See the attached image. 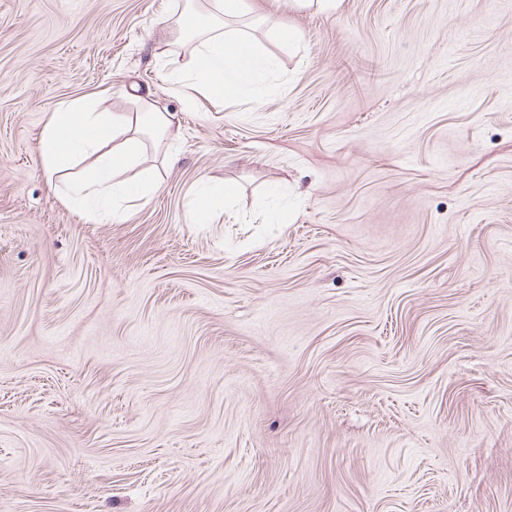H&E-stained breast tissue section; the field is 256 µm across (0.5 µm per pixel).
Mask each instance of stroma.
Wrapping results in <instances>:
<instances>
[{
	"mask_svg": "<svg viewBox=\"0 0 512 512\" xmlns=\"http://www.w3.org/2000/svg\"><path fill=\"white\" fill-rule=\"evenodd\" d=\"M187 5L0 0V512H512V0H281L194 110ZM146 94L156 193L54 196L51 113ZM201 197L194 210L189 215L192 224L208 223V217L212 209L220 202V192L216 186L208 181L202 182L200 186Z\"/></svg>",
	"mask_w": 512,
	"mask_h": 512,
	"instance_id": "obj_1",
	"label": "stroma"
}]
</instances>
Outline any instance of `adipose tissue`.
I'll use <instances>...</instances> for the list:
<instances>
[{
	"label": "adipose tissue",
	"instance_id": "1",
	"mask_svg": "<svg viewBox=\"0 0 512 512\" xmlns=\"http://www.w3.org/2000/svg\"><path fill=\"white\" fill-rule=\"evenodd\" d=\"M268 20L270 11L256 0H204L201 13L166 21L167 37L181 38L196 25L198 45L189 64L174 79L186 107L239 92L273 68L272 60L244 46L227 31V22L245 15ZM168 113L142 100L134 112H95L77 99L53 113L42 127L38 153L49 190L101 217L110 203L138 201L159 183L144 160L148 145L161 147L164 163L176 161L171 146L179 140Z\"/></svg>",
	"mask_w": 512,
	"mask_h": 512
}]
</instances>
